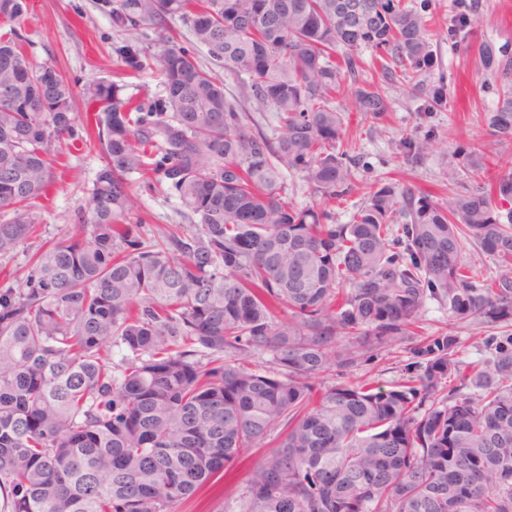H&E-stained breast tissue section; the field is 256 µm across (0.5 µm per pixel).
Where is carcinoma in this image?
Listing matches in <instances>:
<instances>
[{
  "label": "carcinoma",
  "instance_id": "obj_1",
  "mask_svg": "<svg viewBox=\"0 0 512 512\" xmlns=\"http://www.w3.org/2000/svg\"><path fill=\"white\" fill-rule=\"evenodd\" d=\"M94 4L125 36L119 67L157 73L163 94L88 89L101 152L88 214L29 254L20 279L0 263V512H177L267 445L237 512H512V279L490 283L462 259L471 245L512 268V169L486 183L478 167L475 189L439 202L380 181L351 223H333L358 161L346 112L389 111L356 80L358 50L428 110L447 104L445 85L421 80L435 67L426 6ZM29 9L0 0L12 23L0 33V260L44 224L35 200L75 124L69 80L22 49ZM177 22L242 95L180 44ZM466 48L512 78L491 44ZM250 101L272 110L274 134ZM485 120L512 137V88ZM433 141L406 139V158ZM289 172L322 205L285 200ZM134 175L176 195L182 223L147 230ZM428 299L448 323L418 338ZM462 322L494 329L479 361L458 358ZM407 341L391 389L343 380Z\"/></svg>",
  "mask_w": 512,
  "mask_h": 512
}]
</instances>
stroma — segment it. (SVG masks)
Wrapping results in <instances>:
<instances>
[{"instance_id":"obj_1","label":"stroma","mask_w":512,"mask_h":512,"mask_svg":"<svg viewBox=\"0 0 512 512\" xmlns=\"http://www.w3.org/2000/svg\"><path fill=\"white\" fill-rule=\"evenodd\" d=\"M30 4L22 25L24 50L36 62L55 63L65 72L75 91L77 115L74 136L57 146V181L39 200L45 222L29 242L34 248L65 233L87 208L100 169V151L93 135L97 105L88 100L84 90L93 82L112 81L116 49L123 38L95 9L93 0H30ZM429 14L436 65L424 82L430 87L446 82L450 89L448 105L436 112L425 111L420 95L384 84L371 52L361 51L360 80L380 85L390 108L378 121L352 115L344 127L345 137L356 145L359 163L351 193L335 205L337 223H350L371 186L380 180L397 179L438 200L452 191L471 190L472 170L487 160L494 158L503 168H512V138L498 137L484 122L485 114L497 106L502 82L483 71L464 51L468 41L478 39L512 55V0H478L474 23L454 37L448 34L452 0H430ZM429 132L436 137L433 150L416 165L404 164L400 158L402 141ZM130 189L150 223L179 222L175 196L148 191L137 178L132 179ZM250 467L247 460L231 466L222 477L183 500L178 512H232Z\"/></svg>"}]
</instances>
